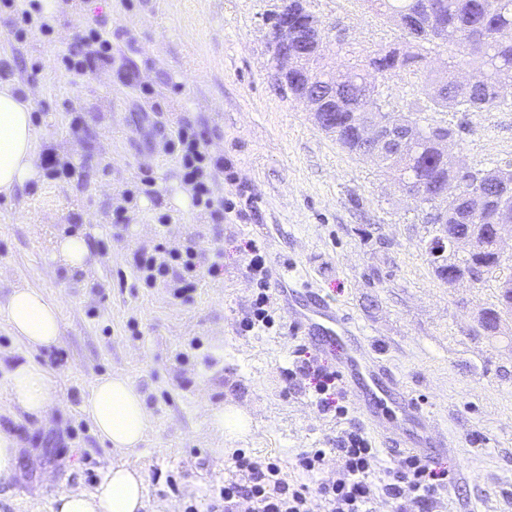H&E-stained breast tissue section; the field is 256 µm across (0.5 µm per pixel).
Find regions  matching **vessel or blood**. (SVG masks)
Returning a JSON list of instances; mask_svg holds the SVG:
<instances>
[{
    "instance_id": "vessel-or-blood-1",
    "label": "vessel or blood",
    "mask_w": 512,
    "mask_h": 512,
    "mask_svg": "<svg viewBox=\"0 0 512 512\" xmlns=\"http://www.w3.org/2000/svg\"><path fill=\"white\" fill-rule=\"evenodd\" d=\"M297 333L321 346L344 347L339 365L349 396L388 452H413L428 458L447 452L448 438L416 399L403 393L387 366L374 354L359 329L341 309L316 293L290 310Z\"/></svg>"
}]
</instances>
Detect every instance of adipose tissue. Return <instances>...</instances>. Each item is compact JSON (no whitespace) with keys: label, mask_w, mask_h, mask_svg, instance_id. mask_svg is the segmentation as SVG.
I'll use <instances>...</instances> for the list:
<instances>
[{"label":"adipose tissue","mask_w":512,"mask_h":512,"mask_svg":"<svg viewBox=\"0 0 512 512\" xmlns=\"http://www.w3.org/2000/svg\"><path fill=\"white\" fill-rule=\"evenodd\" d=\"M31 99L16 96L11 84L0 83V195L34 179L39 157L32 123ZM13 332L32 349L57 343L61 323L55 300L28 287L13 288L0 304ZM13 403L38 418L50 413L52 398L43 372L31 361L0 362ZM84 411L98 435L111 447L132 450L142 443L151 425V415L140 393L120 375L100 379L84 404ZM144 481L134 468L116 463L109 467L94 492H65L56 500L57 512H142Z\"/></svg>","instance_id":"obj_1"}]
</instances>
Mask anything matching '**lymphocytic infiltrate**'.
I'll return each instance as SVG.
<instances>
[{
	"mask_svg": "<svg viewBox=\"0 0 512 512\" xmlns=\"http://www.w3.org/2000/svg\"><path fill=\"white\" fill-rule=\"evenodd\" d=\"M0 12L8 14L15 37H22L25 28L34 24L44 33L53 31L54 17L39 0H0ZM113 48L111 33L98 20L89 19L58 66L67 74L90 78L111 64ZM163 151L176 160L193 205L223 216L228 204L214 194L212 185L230 167L223 155L211 151L208 138L194 125L183 123L165 138ZM134 263L137 278L146 287L172 283L174 297L183 300L202 279L217 276L222 270L217 260L201 265L190 243L180 251L157 246L154 253L136 255ZM295 357L296 372L315 381L320 410L346 414V406L333 398L339 388V373L319 365L306 349H297ZM335 453L343 465L338 473L329 475L323 449L301 451L295 466L303 478L291 481L277 460L235 450L225 461L229 476L219 490L224 512H308V499L314 491L324 498L328 512H374L372 503L379 496L391 501L395 512H430L442 491L454 482L453 474L436 471L429 460L410 452L399 454L392 465H383L378 450L357 428L337 437Z\"/></svg>",
	"mask_w": 512,
	"mask_h": 512,
	"instance_id": "lymphocytic-infiltrate-1",
	"label": "lymphocytic infiltrate"
}]
</instances>
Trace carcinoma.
Instances as JSON below:
<instances>
[{"label": "carcinoma", "instance_id": "obj_1", "mask_svg": "<svg viewBox=\"0 0 512 512\" xmlns=\"http://www.w3.org/2000/svg\"><path fill=\"white\" fill-rule=\"evenodd\" d=\"M371 9L385 16L406 36L400 47L388 49L370 59L367 67H353L333 73L322 63V31L318 20L306 8L304 0H288V14L301 18L300 35L306 47L305 64L288 75L279 87L295 100L316 96L318 127L335 137L348 153L365 157V142L357 125L360 112H373L395 129L413 134L400 147L381 149L376 160L398 182L400 188L414 194L415 203L434 211L432 223L443 226L447 239L435 235L428 244V255L436 276L446 282L473 284L483 275L503 269L512 270V255L497 247L498 226L505 221L504 207L512 203V169L484 171L486 186L453 195L450 187L461 181L460 169L448 166L444 147L457 143L456 131L444 126L420 125L413 113L386 111L378 76L391 69L415 73L413 67L423 61L420 49L426 44L452 43L459 58L451 69L435 76L422 92L434 107L463 112L482 111L503 103L501 79L512 74V42L492 38L472 43L468 34L485 28L512 30V0H366ZM472 69L483 78L473 85L456 81V71ZM512 315V273L498 284V305L477 315L486 336L498 333L502 317Z\"/></svg>", "mask_w": 512, "mask_h": 512}]
</instances>
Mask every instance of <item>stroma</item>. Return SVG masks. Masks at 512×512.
Listing matches in <instances>:
<instances>
[{
	"mask_svg": "<svg viewBox=\"0 0 512 512\" xmlns=\"http://www.w3.org/2000/svg\"><path fill=\"white\" fill-rule=\"evenodd\" d=\"M282 0H47L52 35L27 28L15 38L0 22V58L16 87L33 97L38 150L77 170L38 173L0 196V303L17 286L58 302L62 335L29 352L0 317V360L32 356L49 384V425L21 411L0 385V429L24 446L19 475L0 484V512H54L61 492L94 490L109 466L124 462L143 476L148 512L171 505L208 512L219 500L224 460L241 448L276 459L298 479L295 456L332 448L338 435L367 423L322 412L304 376L285 380L303 345L278 285L288 272L299 288L340 307L360 327L405 392L448 433L454 449L433 464L454 472L435 512H512V319L483 336L476 314L496 305L499 273L479 284L438 279L426 252L435 228L376 163L349 154L299 101L283 98L270 73L269 31ZM322 24L329 67L364 64L404 36L362 0H307ZM113 35L132 34L131 58L163 108L165 124L204 129L210 149L232 165L216 194L235 212L218 219L194 208L177 163L158 151L159 131L145 103L104 71L71 80L54 65L88 13ZM417 74L379 77L387 109L417 112L422 125L459 133L454 152L472 169L512 166V104L479 112L433 108L421 88L458 57L452 44H427ZM41 71H32L34 62ZM81 116L72 127L73 116ZM155 191L140 193L142 171ZM137 206L121 235L112 212L127 191ZM176 223L164 232L161 213ZM85 237L91 255L72 269L52 255L56 241ZM194 240L202 261L224 253V273L202 281L188 301L169 289L140 286L137 253ZM264 246L275 324L244 332L255 282L247 244ZM124 375L153 417L144 442L115 451L100 441L82 410L95 382ZM233 405L250 419L227 438L212 424Z\"/></svg>",
	"mask_w": 512,
	"mask_h": 512,
	"instance_id": "obj_1",
	"label": "stroma"
}]
</instances>
